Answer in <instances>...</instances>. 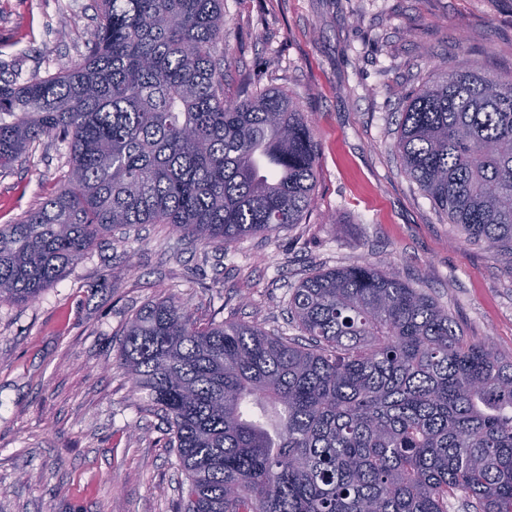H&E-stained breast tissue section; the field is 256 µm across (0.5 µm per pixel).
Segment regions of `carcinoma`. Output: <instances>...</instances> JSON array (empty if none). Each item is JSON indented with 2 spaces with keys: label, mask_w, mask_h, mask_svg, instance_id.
<instances>
[{
  "label": "carcinoma",
  "mask_w": 512,
  "mask_h": 512,
  "mask_svg": "<svg viewBox=\"0 0 512 512\" xmlns=\"http://www.w3.org/2000/svg\"><path fill=\"white\" fill-rule=\"evenodd\" d=\"M224 0H101L83 62L0 78V173L44 136L64 185L0 226V302L27 303L112 229L205 245L299 224L316 184L311 121L282 91L224 96ZM396 149L465 239L512 255V73L443 70L406 100ZM302 336L194 323L151 303L117 360L166 423L175 512H512V361L372 265L292 289Z\"/></svg>",
  "instance_id": "1"
}]
</instances>
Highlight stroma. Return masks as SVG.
<instances>
[{"mask_svg":"<svg viewBox=\"0 0 512 512\" xmlns=\"http://www.w3.org/2000/svg\"><path fill=\"white\" fill-rule=\"evenodd\" d=\"M98 0H0V77L82 62ZM224 91L282 90L313 125L303 223L202 246L158 224L113 232L38 299L0 302V512H173L166 425L115 354L145 305L295 335L288 296L322 269L388 267L512 359V257L466 243L403 172L406 97L441 64L512 72V0H224ZM67 148L41 138L0 174V225L59 189Z\"/></svg>","mask_w":512,"mask_h":512,"instance_id":"35a3bbf8","label":"stroma"}]
</instances>
